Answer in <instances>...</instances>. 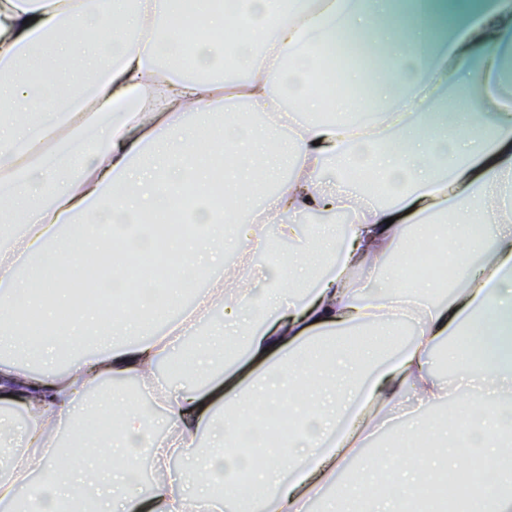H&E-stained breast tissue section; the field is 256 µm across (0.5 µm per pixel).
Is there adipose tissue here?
<instances>
[{
	"label": "adipose tissue",
	"instance_id": "obj_1",
	"mask_svg": "<svg viewBox=\"0 0 512 512\" xmlns=\"http://www.w3.org/2000/svg\"><path fill=\"white\" fill-rule=\"evenodd\" d=\"M250 15L255 35L214 41L212 32ZM179 0H0V115L28 113L0 128V203L16 218L0 231V504L15 512H404L408 496L439 475L464 472L472 456L498 460L486 472L480 512H512V0H219L197 41L199 77L172 60L182 32ZM358 31L398 69L350 72L371 83L370 102L344 100L323 117L312 83L326 45ZM469 86L465 108L432 111L447 90ZM266 118L224 125L213 146L215 105ZM98 152L75 159L82 136ZM54 156L32 163L46 139ZM358 168L391 195L383 206L349 183H326V162ZM277 182L260 212L254 187ZM219 205L198 211L175 239L178 265L147 285L137 315L102 320L77 306L84 267L122 241L138 257L137 227L179 208L185 188ZM352 213L349 224L332 221ZM327 215L314 236L302 218ZM292 250L273 267L265 225ZM439 243L456 275L449 286L403 285L407 240ZM238 263L227 267L225 250ZM394 260L380 287L366 271ZM57 268L59 282L41 277ZM218 275L197 286L201 268ZM197 317L130 342L145 320L163 321L184 294ZM45 324L16 327L20 305ZM214 317L180 368L201 384L164 387L168 440L151 436L137 379L159 369L196 326ZM415 328L399 349L401 323ZM465 340L476 351L456 353ZM444 351L452 370L429 365ZM414 404L374 460L389 491L376 495L367 469L336 476L375 431ZM297 425L286 447L265 442L279 414ZM67 432L75 445L61 451ZM449 437L451 455L432 451ZM193 452L180 489H138L140 461ZM111 481L92 507L82 500V462ZM250 468L249 489L228 473ZM36 485H29L32 474ZM27 498H20L22 486Z\"/></svg>",
	"mask_w": 512,
	"mask_h": 512
}]
</instances>
